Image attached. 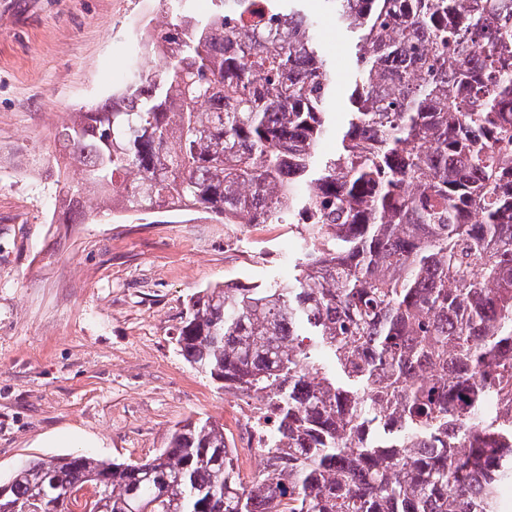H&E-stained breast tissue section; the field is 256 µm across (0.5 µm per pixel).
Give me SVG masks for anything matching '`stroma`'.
I'll use <instances>...</instances> for the list:
<instances>
[{
	"label": "stroma",
	"instance_id": "stroma-1",
	"mask_svg": "<svg viewBox=\"0 0 512 512\" xmlns=\"http://www.w3.org/2000/svg\"><path fill=\"white\" fill-rule=\"evenodd\" d=\"M303 7L344 94L354 40L325 0ZM165 11L164 0H0V483L39 457L147 459L190 417L244 444L231 393L179 355L176 328L198 290L287 279L295 228L188 214L66 224L60 212L80 174L60 172L57 128L125 82L139 32Z\"/></svg>",
	"mask_w": 512,
	"mask_h": 512
}]
</instances>
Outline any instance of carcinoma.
<instances>
[{"label": "carcinoma", "mask_w": 512, "mask_h": 512, "mask_svg": "<svg viewBox=\"0 0 512 512\" xmlns=\"http://www.w3.org/2000/svg\"><path fill=\"white\" fill-rule=\"evenodd\" d=\"M216 2L196 16L167 0L161 67L57 129L83 175L62 216L178 207L296 228L292 278L201 290L177 328L190 365L262 402L265 467L243 481L224 428L186 420L142 462L26 461L0 512H74L61 492L88 487V512H499L512 0H330L356 35L341 128L316 21L281 0Z\"/></svg>", "instance_id": "1"}]
</instances>
